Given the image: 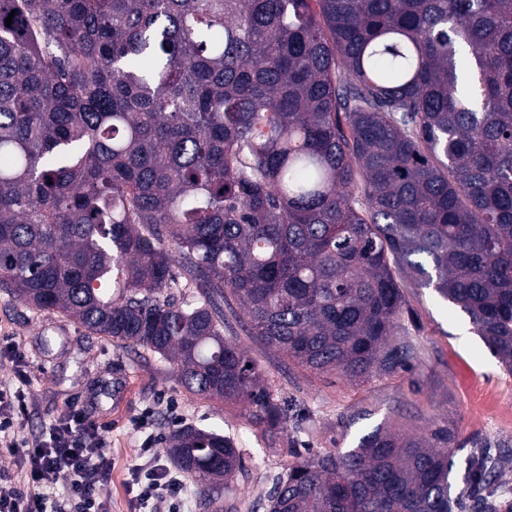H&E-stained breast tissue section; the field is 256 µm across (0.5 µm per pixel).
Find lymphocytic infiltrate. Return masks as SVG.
Here are the masks:
<instances>
[{
    "instance_id": "1",
    "label": "lymphocytic infiltrate",
    "mask_w": 512,
    "mask_h": 512,
    "mask_svg": "<svg viewBox=\"0 0 512 512\" xmlns=\"http://www.w3.org/2000/svg\"><path fill=\"white\" fill-rule=\"evenodd\" d=\"M22 409L9 389L0 387V449L20 455L23 488L0 490V512H109L112 457L97 426L82 411L57 418L43 438L21 439L17 419ZM145 478H133L128 489L133 512L177 499L181 479L172 475L157 449L147 451Z\"/></svg>"
}]
</instances>
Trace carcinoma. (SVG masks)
Instances as JSON below:
<instances>
[{"label":"carcinoma","instance_id":"cac0c4a2","mask_svg":"<svg viewBox=\"0 0 512 512\" xmlns=\"http://www.w3.org/2000/svg\"><path fill=\"white\" fill-rule=\"evenodd\" d=\"M405 277L512 371V0H0L1 288L274 444L288 408L214 300L290 362L369 378L412 368ZM454 441L383 425L298 454L268 512H512L502 455L451 496ZM166 450L208 502L243 469L216 428Z\"/></svg>","mask_w":512,"mask_h":512}]
</instances>
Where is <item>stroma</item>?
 <instances>
[{
    "label": "stroma",
    "mask_w": 512,
    "mask_h": 512,
    "mask_svg": "<svg viewBox=\"0 0 512 512\" xmlns=\"http://www.w3.org/2000/svg\"><path fill=\"white\" fill-rule=\"evenodd\" d=\"M404 294L399 332L415 347L413 370L360 381L289 363L252 336L237 300L221 301L225 338L248 351L278 396L305 412L303 421H289L284 439L273 448L262 429L249 424L241 406L185 390L170 366L148 350L87 334L63 312L33 309L3 288L0 386L18 385L20 370L30 377L29 385L21 387L24 436L39 434L71 409L90 416L115 463L110 512H130L126 482L132 467L145 461L146 438L164 448L172 430L187 424L223 428L240 448L246 469L217 508L204 505L192 479H185L182 512H267L272 480L292 460L289 439L299 438L315 452H344L390 422L419 434L434 423L454 428L451 479L458 491L465 486L471 450L512 452V373L460 308L410 282ZM46 336L56 339L49 353L42 348Z\"/></svg>",
    "instance_id": "obj_1"
}]
</instances>
